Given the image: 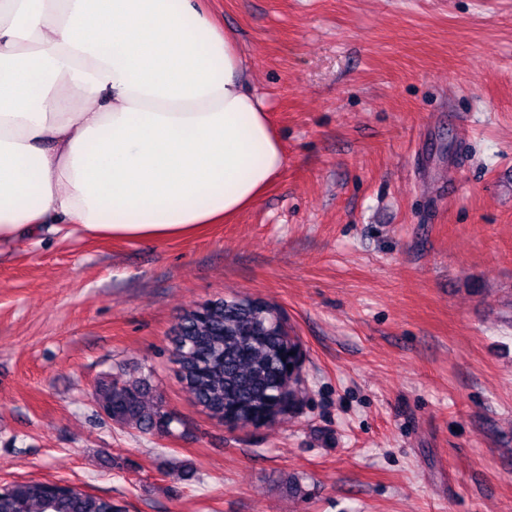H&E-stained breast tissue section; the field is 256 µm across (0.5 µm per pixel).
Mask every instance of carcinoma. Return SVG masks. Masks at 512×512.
Wrapping results in <instances>:
<instances>
[{
    "label": "carcinoma",
    "mask_w": 512,
    "mask_h": 512,
    "mask_svg": "<svg viewBox=\"0 0 512 512\" xmlns=\"http://www.w3.org/2000/svg\"><path fill=\"white\" fill-rule=\"evenodd\" d=\"M174 337L182 380L211 416L241 425L267 423L284 414L293 388L284 372L287 336L263 302L224 300L184 316ZM94 400L112 421L143 432L168 433L176 418L161 409L140 380L99 386ZM0 512H113L112 498L52 481L16 482L0 489Z\"/></svg>",
    "instance_id": "cac0c4a2"
}]
</instances>
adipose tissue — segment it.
Segmentation results:
<instances>
[{
    "instance_id": "ef3b65f1",
    "label": "adipose tissue",
    "mask_w": 512,
    "mask_h": 512,
    "mask_svg": "<svg viewBox=\"0 0 512 512\" xmlns=\"http://www.w3.org/2000/svg\"><path fill=\"white\" fill-rule=\"evenodd\" d=\"M204 0H0V247L169 241L253 206L287 157Z\"/></svg>"
}]
</instances>
